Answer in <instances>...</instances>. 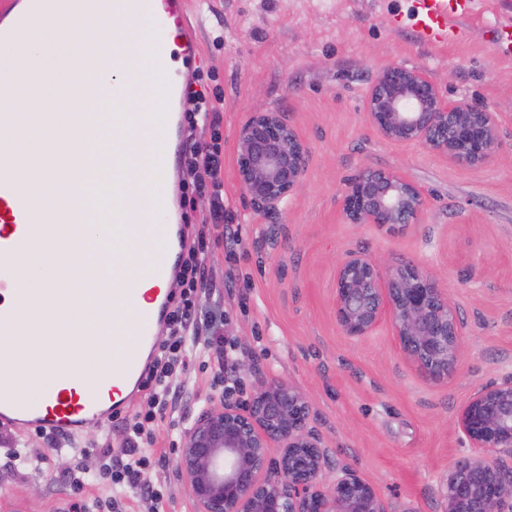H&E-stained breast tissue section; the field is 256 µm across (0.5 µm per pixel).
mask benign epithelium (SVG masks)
<instances>
[{"instance_id":"obj_1","label":"benign epithelium","mask_w":512,"mask_h":512,"mask_svg":"<svg viewBox=\"0 0 512 512\" xmlns=\"http://www.w3.org/2000/svg\"><path fill=\"white\" fill-rule=\"evenodd\" d=\"M367 116L384 139L415 144L455 165L487 163L498 145L494 113L442 97L423 70L390 66L367 93ZM308 146L278 112H254L238 132L237 187L252 206L275 214L298 193ZM423 191L396 168L360 170L347 184L343 214L351 224L404 226L421 221ZM336 320L352 339L382 325L425 378L452 375L462 359L464 324L448 290L414 264H384L351 251L335 274ZM455 426L478 454L446 472L443 512H512V470L492 454L512 453V373L479 388ZM280 449L278 458L270 449ZM312 426L307 394L285 380L260 382L248 403L231 396L202 408L182 433L176 468L196 512H387L353 469L329 470ZM331 471L330 489L319 485Z\"/></svg>"}]
</instances>
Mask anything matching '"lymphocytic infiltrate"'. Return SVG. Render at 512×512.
I'll return each instance as SVG.
<instances>
[{
  "label": "lymphocytic infiltrate",
  "instance_id": "1",
  "mask_svg": "<svg viewBox=\"0 0 512 512\" xmlns=\"http://www.w3.org/2000/svg\"><path fill=\"white\" fill-rule=\"evenodd\" d=\"M184 119L188 131H195L198 120H206L212 131L211 142L206 148L197 144L187 145L182 165V194H205L212 197L209 224H219L224 218V200L219 193L224 172V140L220 131L219 107L200 91L186 97ZM206 257L202 250L192 246L182 253L176 273L177 289L172 296V307L165 321L166 336L160 340L152 363L141 384L145 392L143 406L136 420L129 425V436L124 445V457L118 465H105L104 481L127 487L141 496L161 501L162 493L154 488L146 472L149 459L142 454L141 446L147 426L163 414L170 397L176 396L171 376L176 365L184 363L189 337L200 334L197 310L206 274Z\"/></svg>",
  "mask_w": 512,
  "mask_h": 512
}]
</instances>
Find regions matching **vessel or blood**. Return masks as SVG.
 <instances>
[{
	"label": "vessel or blood",
	"instance_id": "b4317fda",
	"mask_svg": "<svg viewBox=\"0 0 512 512\" xmlns=\"http://www.w3.org/2000/svg\"><path fill=\"white\" fill-rule=\"evenodd\" d=\"M117 9L149 16L154 33L165 31L169 22L181 25L184 39L179 54L186 60L197 59L199 45L189 21V0H114ZM44 0H28L18 8L15 0L0 7V56L17 58L22 44L19 35L27 30L37 12L43 11ZM448 0H413L412 19L423 39L445 38ZM34 208L26 199L15 173L0 175V333L12 326L13 307L30 294L19 272L25 249L32 240ZM168 306V294L154 289L146 307L137 309L127 321L124 335L133 337V348L119 360L114 369V397L106 401L93 394L79 395L61 373H53L45 390V405L33 404L17 388L0 389V424L17 428L37 427L62 439L73 438L88 422L107 419L113 408L120 406V394L136 388L145 368V355L153 347L154 330Z\"/></svg>",
	"mask_w": 512,
	"mask_h": 512
}]
</instances>
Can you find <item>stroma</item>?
<instances>
[{
	"instance_id": "1",
	"label": "stroma",
	"mask_w": 512,
	"mask_h": 512,
	"mask_svg": "<svg viewBox=\"0 0 512 512\" xmlns=\"http://www.w3.org/2000/svg\"><path fill=\"white\" fill-rule=\"evenodd\" d=\"M410 0H191L202 55L186 68L221 100L224 221L205 238L202 318L221 314L219 335L239 367L224 374L216 343L198 344L178 375L177 405L144 445L167 492L161 512H195L175 473L181 433L229 381L248 400L261 379L307 393L336 465L370 483L388 512H441L440 482L469 447L454 427L482 385L512 373V59L499 56L501 0H476L448 39L427 41L406 14ZM426 70L440 93L482 106L498 121V149L480 167L454 165L416 145L383 139L366 96L381 71ZM254 112H279L309 147L302 189L278 216L252 209L237 188V135ZM397 168L425 194L420 223L389 230L348 223L346 185L362 168ZM358 250L385 263L413 262L438 278L464 322L462 364L423 378L389 328L356 341L336 321V266ZM120 420L63 442L37 429L0 426V512H112L114 494L86 463L119 458ZM83 480L74 488L71 477Z\"/></svg>"
}]
</instances>
